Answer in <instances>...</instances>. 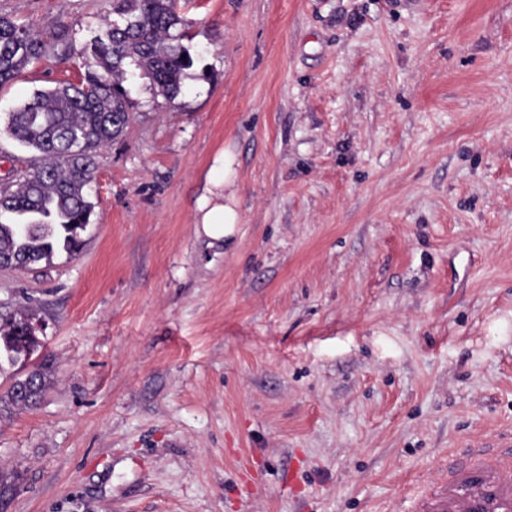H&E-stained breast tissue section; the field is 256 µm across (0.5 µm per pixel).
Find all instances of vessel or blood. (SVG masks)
Here are the masks:
<instances>
[{
    "label": "vessel or blood",
    "instance_id": "1",
    "mask_svg": "<svg viewBox=\"0 0 512 512\" xmlns=\"http://www.w3.org/2000/svg\"><path fill=\"white\" fill-rule=\"evenodd\" d=\"M413 512H512V453L481 450L440 469Z\"/></svg>",
    "mask_w": 512,
    "mask_h": 512
}]
</instances>
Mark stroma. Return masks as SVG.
Instances as JSON below:
<instances>
[{"label":"stroma","mask_w":512,"mask_h":512,"mask_svg":"<svg viewBox=\"0 0 512 512\" xmlns=\"http://www.w3.org/2000/svg\"><path fill=\"white\" fill-rule=\"evenodd\" d=\"M194 59L128 84L75 255L0 268L54 371L0 411V512H410L512 436V0H177ZM81 78L112 0H0ZM236 157L240 222L194 224Z\"/></svg>","instance_id":"stroma-1"}]
</instances>
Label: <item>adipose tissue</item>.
<instances>
[{"mask_svg": "<svg viewBox=\"0 0 512 512\" xmlns=\"http://www.w3.org/2000/svg\"><path fill=\"white\" fill-rule=\"evenodd\" d=\"M214 174L196 203L197 221L206 237L214 241L228 239L240 222L235 193L234 157L222 152L214 159Z\"/></svg>", "mask_w": 512, "mask_h": 512, "instance_id": "ef3b65f1", "label": "adipose tissue"}]
</instances>
